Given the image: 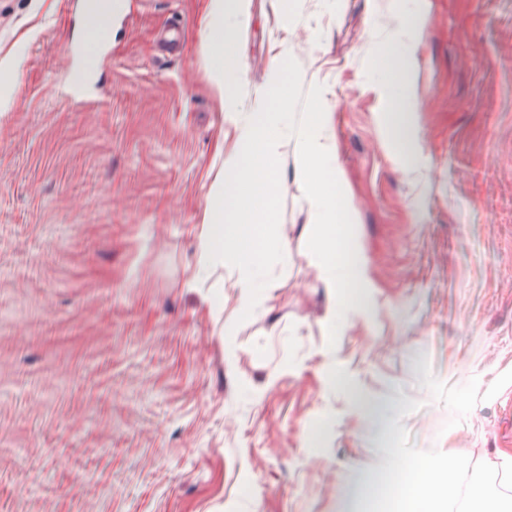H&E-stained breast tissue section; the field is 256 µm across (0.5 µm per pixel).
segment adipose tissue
Masks as SVG:
<instances>
[{
  "label": "adipose tissue",
  "instance_id": "ef3b65f1",
  "mask_svg": "<svg viewBox=\"0 0 512 512\" xmlns=\"http://www.w3.org/2000/svg\"><path fill=\"white\" fill-rule=\"evenodd\" d=\"M246 7V0H210L199 39L214 88L236 131L235 143L225 153L207 194L192 273L193 282L211 281L210 310L217 321L224 316L225 289H237L240 310L253 312L264 289L275 284L277 263L287 262L289 255L286 237L261 234L260 228L269 200L287 189L271 175L270 166L284 146L280 131L290 104V82L284 59L274 58L267 81L251 92L249 102H242L246 67L243 62L229 61L224 51L236 41L237 20L244 17ZM395 23L402 33L396 55L405 70H413L423 38L419 15L405 10L396 15ZM383 94L394 106L379 122L392 158L400 163L421 158L420 105L411 79L385 80ZM221 268L230 270V278H217ZM459 465L453 453L438 462L423 460L417 480L405 492L411 512H445V501L436 489L437 476Z\"/></svg>",
  "mask_w": 512,
  "mask_h": 512
}]
</instances>
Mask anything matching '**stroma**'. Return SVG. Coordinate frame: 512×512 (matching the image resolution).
I'll return each instance as SVG.
<instances>
[{"label":"stroma","instance_id":"stroma-1","mask_svg":"<svg viewBox=\"0 0 512 512\" xmlns=\"http://www.w3.org/2000/svg\"><path fill=\"white\" fill-rule=\"evenodd\" d=\"M208 3L116 0L92 42L68 0H0V56L17 60L0 110V512H341L404 477L393 459L452 450L448 512H469V483L500 494L512 453V0H423L409 170L364 55L396 37L398 0H248L249 86L280 55L322 86L363 228L376 312L334 341L291 147L269 218L290 259L256 314L227 289L224 340L189 284L232 129L199 56ZM88 82L97 96L71 103Z\"/></svg>","mask_w":512,"mask_h":512}]
</instances>
